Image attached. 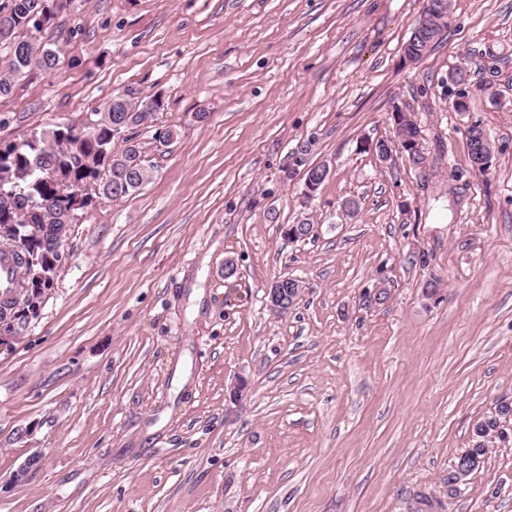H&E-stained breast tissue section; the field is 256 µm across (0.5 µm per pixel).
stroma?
Returning <instances> with one entry per match:
<instances>
[{
	"label": "stroma",
	"mask_w": 512,
	"mask_h": 512,
	"mask_svg": "<svg viewBox=\"0 0 512 512\" xmlns=\"http://www.w3.org/2000/svg\"><path fill=\"white\" fill-rule=\"evenodd\" d=\"M425 3L69 0L20 31L62 65L15 78L0 143L85 126L116 94L164 106L137 130L152 179L78 211L0 352V512H408L512 398V0H451L445 38L410 65ZM461 64L465 112L448 94ZM398 108L426 170L374 153ZM474 123L493 143L483 174ZM302 148L329 168L310 199L287 169ZM304 219L316 237L285 238ZM285 277L303 292L279 314L266 290ZM448 510L512 512V446ZM64 229H61L57 232V248L53 249L51 252L44 251L43 255L41 256L40 263L42 265V272H39L36 276L37 282H42L46 286H49L53 283L54 276L59 268V266L62 264L63 260L65 259L64 253L62 252V246L64 242L66 241L68 234L64 236ZM50 273V274H49Z\"/></svg>",
	"instance_id": "obj_1"
}]
</instances>
